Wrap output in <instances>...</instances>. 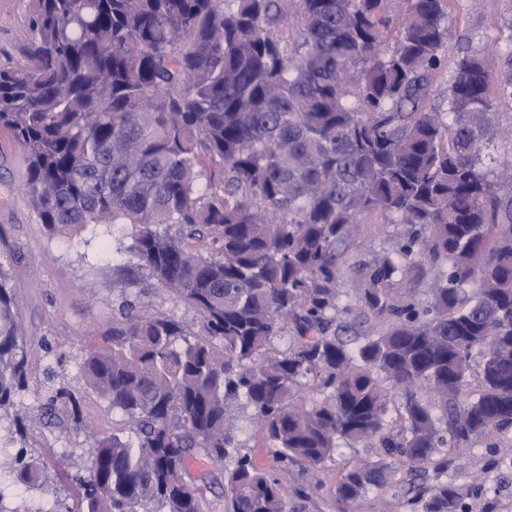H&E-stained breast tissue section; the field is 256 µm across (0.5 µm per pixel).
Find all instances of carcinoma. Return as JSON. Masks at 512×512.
I'll list each match as a JSON object with an SVG mask.
<instances>
[{
	"mask_svg": "<svg viewBox=\"0 0 512 512\" xmlns=\"http://www.w3.org/2000/svg\"><path fill=\"white\" fill-rule=\"evenodd\" d=\"M449 4L30 0L26 59L0 67L22 190L52 234L123 225L133 258L80 365L127 418L95 441L83 512H205L195 459L224 469L227 512H288V467L343 445L375 456L341 472L340 501L399 461L434 473L413 512H468L448 451L512 434V163L483 153L512 45L458 46L430 105ZM373 215L397 231L353 261ZM156 290L192 318L153 313ZM23 340L0 274V411L27 388ZM240 401L280 473L239 452ZM46 472L21 452L9 477Z\"/></svg>",
	"mask_w": 512,
	"mask_h": 512,
	"instance_id": "cac0c4a2",
	"label": "carcinoma"
}]
</instances>
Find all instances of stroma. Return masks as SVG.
<instances>
[{"label": "stroma", "mask_w": 512, "mask_h": 512, "mask_svg": "<svg viewBox=\"0 0 512 512\" xmlns=\"http://www.w3.org/2000/svg\"><path fill=\"white\" fill-rule=\"evenodd\" d=\"M29 0H0V66L21 61L31 32ZM453 35L473 46L512 39V0H451ZM28 161L11 134L0 128V271L23 318L30 363L28 388L14 406L0 413V468L9 469L23 452L48 459L71 457L74 465L52 475L48 490L5 486L6 503L24 512L42 501L47 512H77L84 467L96 436L120 421L79 379L85 350L112 327L118 293L117 268L130 256L126 240L111 228L53 237L40 223L21 190ZM66 390L55 408L48 394ZM366 448H339L334 462L316 473L294 468L285 484L291 512H342L334 494L342 468L368 457ZM451 482L470 488L469 512H512V457L497 448H461L452 455ZM406 468L391 483L370 490L355 512H410Z\"/></svg>", "instance_id": "stroma-1"}]
</instances>
